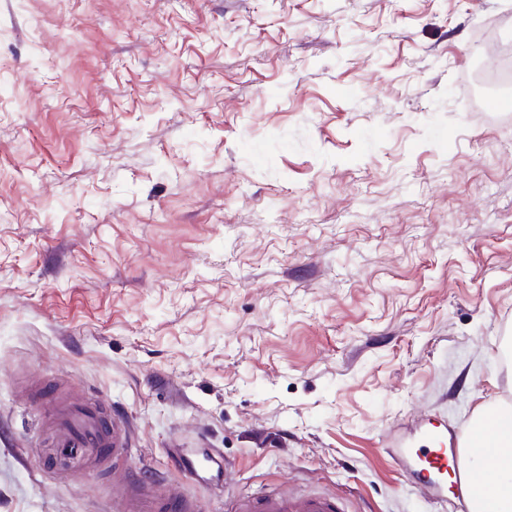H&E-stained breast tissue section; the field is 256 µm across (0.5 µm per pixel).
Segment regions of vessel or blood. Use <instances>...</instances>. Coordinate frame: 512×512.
Wrapping results in <instances>:
<instances>
[{
	"label": "vessel or blood",
	"mask_w": 512,
	"mask_h": 512,
	"mask_svg": "<svg viewBox=\"0 0 512 512\" xmlns=\"http://www.w3.org/2000/svg\"><path fill=\"white\" fill-rule=\"evenodd\" d=\"M49 423L60 432L53 443L57 461L102 468L131 454L129 426L90 397L57 399ZM494 430L488 415L462 431L420 419L417 429L400 446L398 464L416 486L446 503L448 512H473L474 506L482 502L485 476L469 471L453 450L465 445L470 456L483 459L486 470L495 469L496 458L490 449ZM174 459L178 470L191 481L227 489L230 512H350L346 501L323 492L300 493L283 488L257 495L232 492V469L218 451L202 457L195 449L181 448ZM112 491L120 501L121 512H200L196 500L173 487L162 473L146 481L126 477Z\"/></svg>",
	"instance_id": "vessel-or-blood-1"
}]
</instances>
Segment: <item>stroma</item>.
<instances>
[{
    "label": "stroma",
    "instance_id": "stroma-1",
    "mask_svg": "<svg viewBox=\"0 0 512 512\" xmlns=\"http://www.w3.org/2000/svg\"><path fill=\"white\" fill-rule=\"evenodd\" d=\"M512 0H0V512H116L49 455L78 383L135 477L448 512L393 427L512 405ZM176 466L191 481L206 484L215 489L224 488V499H229L228 512H350L345 500L323 493L293 492L277 489L267 493L251 495L231 490L233 470L224 462V456L214 451L201 458L195 448H179L174 454Z\"/></svg>",
    "mask_w": 512,
    "mask_h": 512
}]
</instances>
